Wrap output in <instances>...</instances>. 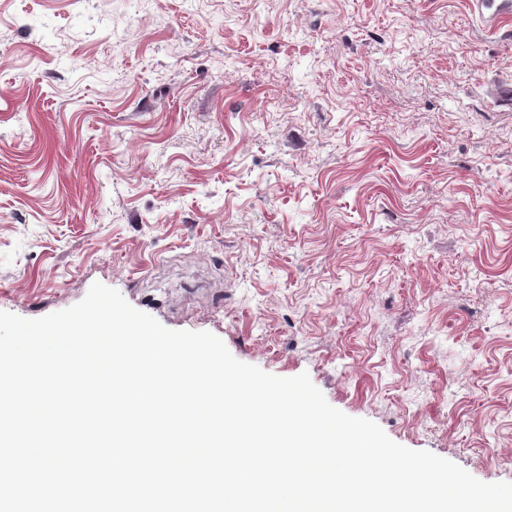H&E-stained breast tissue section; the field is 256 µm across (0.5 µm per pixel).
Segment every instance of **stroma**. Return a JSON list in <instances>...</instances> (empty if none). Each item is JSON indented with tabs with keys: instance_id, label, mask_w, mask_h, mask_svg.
Wrapping results in <instances>:
<instances>
[{
	"instance_id": "obj_1",
	"label": "stroma",
	"mask_w": 512,
	"mask_h": 512,
	"mask_svg": "<svg viewBox=\"0 0 512 512\" xmlns=\"http://www.w3.org/2000/svg\"><path fill=\"white\" fill-rule=\"evenodd\" d=\"M0 0V311L99 282L512 483V36L467 0Z\"/></svg>"
}]
</instances>
